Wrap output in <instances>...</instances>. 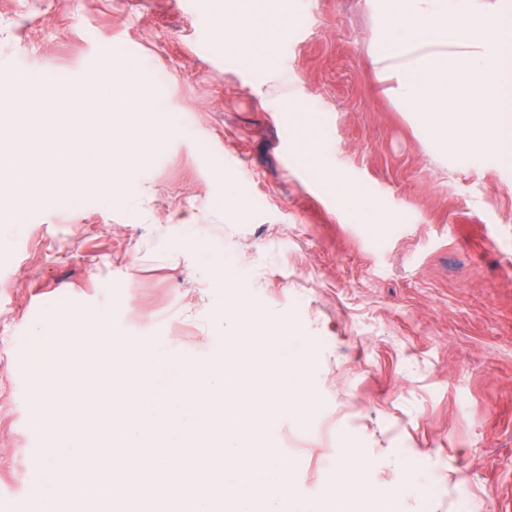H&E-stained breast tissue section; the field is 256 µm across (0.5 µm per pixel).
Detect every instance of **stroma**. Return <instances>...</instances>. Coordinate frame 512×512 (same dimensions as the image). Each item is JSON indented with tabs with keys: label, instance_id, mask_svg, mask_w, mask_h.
Here are the masks:
<instances>
[{
	"label": "stroma",
	"instance_id": "35a3bbf8",
	"mask_svg": "<svg viewBox=\"0 0 512 512\" xmlns=\"http://www.w3.org/2000/svg\"><path fill=\"white\" fill-rule=\"evenodd\" d=\"M225 4L0 0V73L48 84L29 108L125 64L178 124L123 198L90 188L0 223V512H23L51 468L32 348L57 309L218 364L225 263L312 362L313 407L266 432L298 502L329 512L355 448L370 485L400 487L394 512H512V165L447 153L386 94L366 0H287V43L260 76L216 37ZM312 140L391 224L342 204Z\"/></svg>",
	"mask_w": 512,
	"mask_h": 512
}]
</instances>
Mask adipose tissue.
<instances>
[{
  "mask_svg": "<svg viewBox=\"0 0 512 512\" xmlns=\"http://www.w3.org/2000/svg\"><path fill=\"white\" fill-rule=\"evenodd\" d=\"M277 18L274 0H245L244 6L229 9L218 23L225 53L248 59L257 69L266 68L271 59L273 25ZM367 463L357 449H347L337 462L328 495L336 512H391L394 489L374 487L366 480Z\"/></svg>",
  "mask_w": 512,
  "mask_h": 512,
  "instance_id": "adipose-tissue-1",
  "label": "adipose tissue"
}]
</instances>
